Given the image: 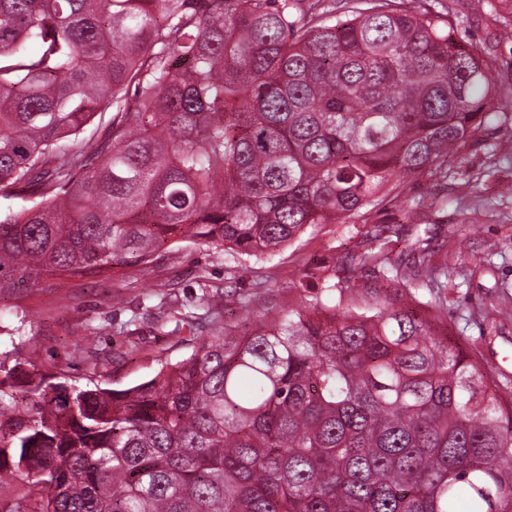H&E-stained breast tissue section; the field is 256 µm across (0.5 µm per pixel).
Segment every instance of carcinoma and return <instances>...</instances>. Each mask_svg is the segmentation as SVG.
<instances>
[{
    "label": "carcinoma",
    "mask_w": 512,
    "mask_h": 512,
    "mask_svg": "<svg viewBox=\"0 0 512 512\" xmlns=\"http://www.w3.org/2000/svg\"><path fill=\"white\" fill-rule=\"evenodd\" d=\"M303 2L0 0V294L180 234L270 254L476 141L496 58L449 7ZM10 355L0 490L41 487L13 512H512V403L410 308L283 309L121 391ZM111 120L112 108H109L96 118L94 124L86 127L85 130L74 139V147L83 151L92 150L100 140L105 132L106 126Z\"/></svg>",
    "instance_id": "cac0c4a2"
}]
</instances>
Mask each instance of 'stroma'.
<instances>
[{
    "instance_id": "obj_1",
    "label": "stroma",
    "mask_w": 512,
    "mask_h": 512,
    "mask_svg": "<svg viewBox=\"0 0 512 512\" xmlns=\"http://www.w3.org/2000/svg\"><path fill=\"white\" fill-rule=\"evenodd\" d=\"M449 5L459 38L494 44L493 110L462 163L434 176L388 185L373 205L333 224H311L274 256L215 251L183 239L164 245L143 268L68 281L62 288L0 295V337L18 362L61 373L67 383L93 378L115 390L150 380L162 363L192 353L214 329L268 319L315 300L355 312L394 303L413 308L478 360L512 401V38L494 0H428ZM431 252L424 283L409 287L383 266H342L341 257H390L417 242ZM220 294L200 328L181 311Z\"/></svg>"
}]
</instances>
